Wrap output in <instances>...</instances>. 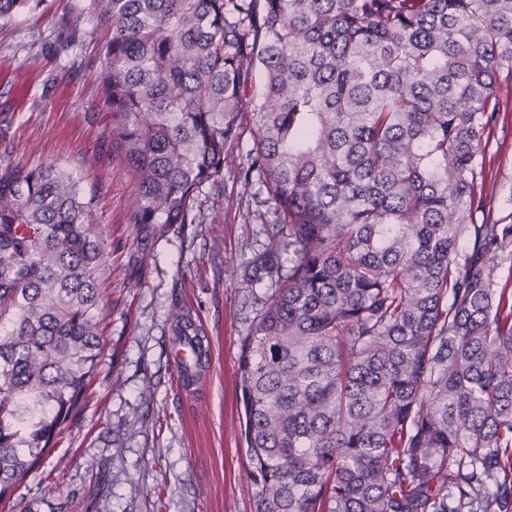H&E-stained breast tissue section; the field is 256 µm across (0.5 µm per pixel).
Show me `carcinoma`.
Instances as JSON below:
<instances>
[{
  "instance_id": "carcinoma-1",
  "label": "carcinoma",
  "mask_w": 512,
  "mask_h": 512,
  "mask_svg": "<svg viewBox=\"0 0 512 512\" xmlns=\"http://www.w3.org/2000/svg\"><path fill=\"white\" fill-rule=\"evenodd\" d=\"M88 10L140 242L224 192L252 118L241 190L276 214L244 273L269 280L238 360L255 512H512V224L477 221L512 0ZM104 254L72 175L0 162V501L95 381ZM174 336L204 364L189 317Z\"/></svg>"
}]
</instances>
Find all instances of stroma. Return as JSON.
I'll list each match as a JSON object with an SVG mask.
<instances>
[{
	"instance_id": "obj_1",
	"label": "stroma",
	"mask_w": 512,
	"mask_h": 512,
	"mask_svg": "<svg viewBox=\"0 0 512 512\" xmlns=\"http://www.w3.org/2000/svg\"><path fill=\"white\" fill-rule=\"evenodd\" d=\"M87 3L43 0L0 26L10 160L78 177L106 245L104 343L90 397L9 504L14 512H255L237 371L256 308L243 270L268 241L273 204L261 185L240 190L251 146L243 136L242 151L224 160V193L203 186L195 222L142 249L128 222L139 187L109 150L112 115L97 94L100 36L77 11ZM499 82L485 175L494 186L491 218L512 224V75L501 73ZM180 314L195 321L209 352L200 405L181 396L171 360Z\"/></svg>"
}]
</instances>
